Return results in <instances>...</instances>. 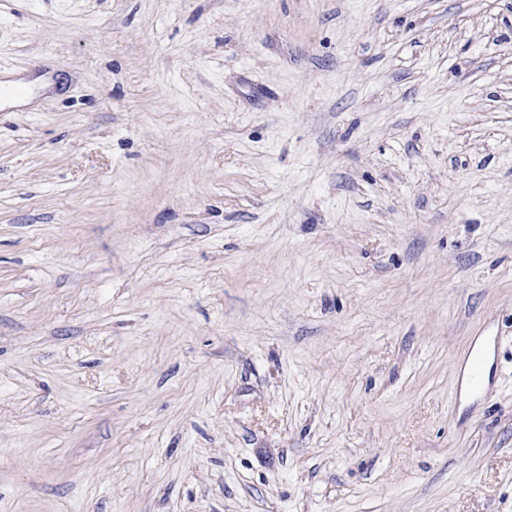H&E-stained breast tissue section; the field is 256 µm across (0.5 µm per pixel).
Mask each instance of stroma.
I'll use <instances>...</instances> for the list:
<instances>
[{"instance_id": "1", "label": "stroma", "mask_w": 512, "mask_h": 512, "mask_svg": "<svg viewBox=\"0 0 512 512\" xmlns=\"http://www.w3.org/2000/svg\"><path fill=\"white\" fill-rule=\"evenodd\" d=\"M1 78L0 512H512V0H0ZM481 336L476 337V341L468 351V353L457 362V370L459 371L458 382L461 388L465 378L467 391H481L486 388L485 367L488 363L489 352L491 349V341L484 340L477 344V340Z\"/></svg>"}]
</instances>
